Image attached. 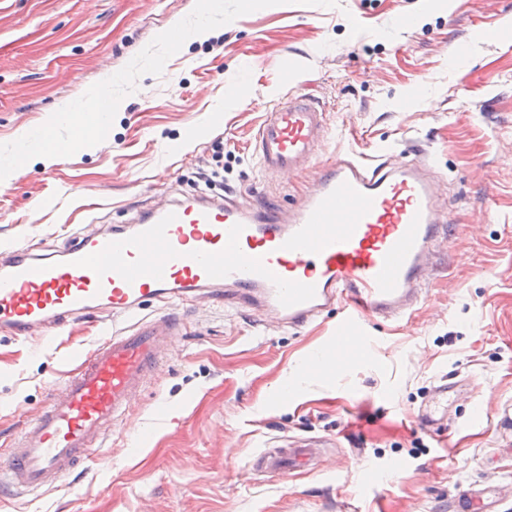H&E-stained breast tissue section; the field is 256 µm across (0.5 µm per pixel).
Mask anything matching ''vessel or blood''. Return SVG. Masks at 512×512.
Masks as SVG:
<instances>
[{"label":"vessel or blood","mask_w":512,"mask_h":512,"mask_svg":"<svg viewBox=\"0 0 512 512\" xmlns=\"http://www.w3.org/2000/svg\"><path fill=\"white\" fill-rule=\"evenodd\" d=\"M327 113L305 93L264 112L253 152L265 175L285 177L313 159ZM448 235V213L427 161L337 156L295 204L252 206L227 196L171 199L131 225L82 233L36 254L21 244L0 250V334L34 335L88 316L125 320L83 355L0 465V486L39 493L103 456L104 439L125 417L183 321L178 308L204 299L263 311L301 328L342 306L336 334L306 364L313 372L348 361L374 344L367 322L399 320L421 300L434 244ZM167 314L141 317L146 302ZM457 384L441 381L421 414L440 425ZM309 442L269 448L256 469L287 476L309 466Z\"/></svg>","instance_id":"b4317fda"}]
</instances>
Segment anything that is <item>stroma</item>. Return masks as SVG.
Returning a JSON list of instances; mask_svg holds the SVG:
<instances>
[{
	"label": "stroma",
	"mask_w": 512,
	"mask_h": 512,
	"mask_svg": "<svg viewBox=\"0 0 512 512\" xmlns=\"http://www.w3.org/2000/svg\"><path fill=\"white\" fill-rule=\"evenodd\" d=\"M414 16L412 29L400 15ZM512 0H0V244L59 248L131 224L196 191L224 147V187L291 204L314 171L350 151L433 152L454 230L409 319H372L367 357L300 366L339 310L303 328L253 311L185 306L186 329L130 400L108 448L71 483L0 502V512H450L460 491L497 492L512 512ZM172 29L188 31L179 44ZM107 88L106 137L88 108ZM311 94L329 128L314 159L266 180L249 146L261 115ZM86 138L40 162L45 149ZM89 317L38 337L0 335V461L66 371L101 342ZM458 382L448 427L411 417L442 378ZM294 401L280 400L285 385ZM484 422L467 423L471 402ZM322 446L288 478L253 458L294 438ZM398 460L370 489L363 466Z\"/></svg>",
	"instance_id": "stroma-1"
}]
</instances>
